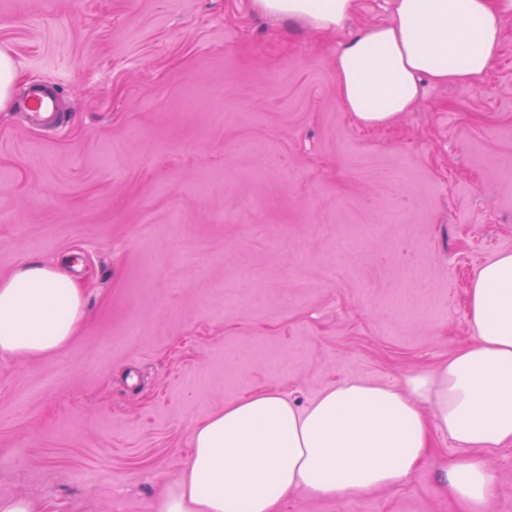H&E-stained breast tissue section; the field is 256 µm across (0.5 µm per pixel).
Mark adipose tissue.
Masks as SVG:
<instances>
[{"label":"adipose tissue","mask_w":512,"mask_h":512,"mask_svg":"<svg viewBox=\"0 0 512 512\" xmlns=\"http://www.w3.org/2000/svg\"><path fill=\"white\" fill-rule=\"evenodd\" d=\"M268 17L322 33L341 30L354 0H253ZM390 22L340 43L343 108L368 127L393 123L418 101L423 80L467 85L498 57L499 0H394ZM474 343L437 370L399 386L349 380L299 407L262 390L199 420L179 481L160 512H277L288 495L351 496L403 482L431 450L433 430L486 455L512 444V251L484 265L468 290ZM84 317L79 285L41 261L0 278V359L55 352ZM441 488L485 512L496 474L467 455L443 466Z\"/></svg>","instance_id":"1"}]
</instances>
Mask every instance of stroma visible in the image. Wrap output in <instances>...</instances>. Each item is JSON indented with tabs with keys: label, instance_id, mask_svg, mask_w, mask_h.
Listing matches in <instances>:
<instances>
[{
	"label": "stroma",
	"instance_id": "35a3bbf8",
	"mask_svg": "<svg viewBox=\"0 0 512 512\" xmlns=\"http://www.w3.org/2000/svg\"><path fill=\"white\" fill-rule=\"evenodd\" d=\"M391 15L357 0L324 36L251 0H0V278L79 253L86 310L64 348L0 360V499L157 512L224 404L398 385L472 342L470 282L512 250V7L482 79L368 129L336 49ZM36 84L56 131L26 124ZM432 448L399 485L280 512H464L438 469L466 453ZM18 73L12 60L0 53V108L5 107L10 99V87ZM56 105L54 89L47 86H38L30 95L26 106L30 114L36 119H46L42 116L45 112L53 114Z\"/></svg>",
	"mask_w": 512,
	"mask_h": 512
}]
</instances>
